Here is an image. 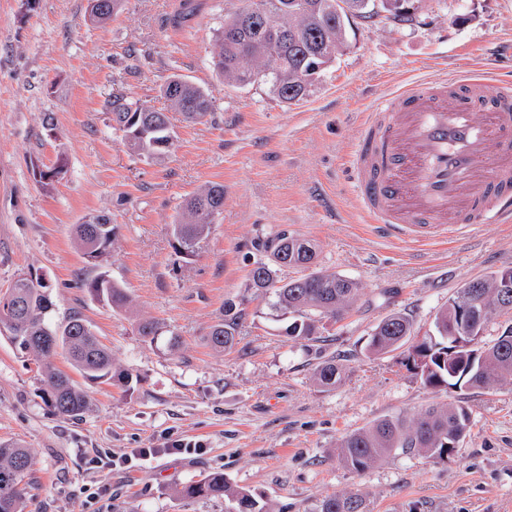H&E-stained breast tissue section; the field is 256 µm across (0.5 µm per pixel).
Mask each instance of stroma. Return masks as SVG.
<instances>
[{
    "label": "stroma",
    "mask_w": 512,
    "mask_h": 512,
    "mask_svg": "<svg viewBox=\"0 0 512 512\" xmlns=\"http://www.w3.org/2000/svg\"><path fill=\"white\" fill-rule=\"evenodd\" d=\"M181 0H124L111 20H89L87 0H0V291L22 275L44 279L61 323L79 313L112 350V376L77 375L64 351L50 358L87 396L81 416L55 415L40 361L0 330V443L29 448L25 512H224L220 498L180 489L212 470L249 490L267 512H318L330 496L360 495L364 512H512V379L486 388L424 384L408 363L466 281L512 268V224H469L431 244L379 235L361 223L350 155L363 112L403 85L436 75L512 79V0H425L412 21H356L347 45L309 96L281 103L267 87L225 85L214 41L238 0H202L185 25ZM179 75L205 89L204 121L175 120L164 160L134 152L112 126L113 96L163 107ZM60 168L42 182L40 172ZM224 186V211L194 255L172 247L189 196ZM92 214L117 227L112 250L90 264L74 227ZM317 246V266L358 281L339 321L313 340L283 334L292 314L248 286L263 241L281 230ZM106 275L128 310L93 295ZM233 300L236 344L207 336ZM400 312L406 347L372 355L373 328ZM158 322L156 340L139 336ZM333 359V389L314 381ZM462 402L470 429L443 460L394 451L362 472L337 445L376 421L416 418ZM194 449L166 453L171 441ZM138 448L154 456L133 459ZM112 464L93 466L101 453Z\"/></svg>",
    "instance_id": "1"
}]
</instances>
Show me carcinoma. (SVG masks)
<instances>
[{"label": "carcinoma", "instance_id": "obj_1", "mask_svg": "<svg viewBox=\"0 0 512 512\" xmlns=\"http://www.w3.org/2000/svg\"><path fill=\"white\" fill-rule=\"evenodd\" d=\"M237 11L224 16L212 56L214 70L224 84L234 87L267 85L285 102L303 99L323 71L336 60L345 44L351 19H371L386 10L389 0H240ZM161 97L183 120L196 122L214 111L210 94L181 77H173L161 90ZM113 128L123 133L130 147L150 157L163 155L172 145L173 130L165 109L146 106L138 100L115 96L112 100ZM224 209V185L211 183L201 188L183 207V216L173 224L174 250L191 255L209 225ZM95 224H78L75 238L87 260H97L111 248L116 226L104 214L94 216ZM265 249L273 264L254 263L250 285L261 294L275 296V305L294 314L285 334L313 339L324 318L342 316L355 301L359 283L316 269L315 246L284 233L268 240ZM303 267L310 273L280 279L277 271ZM512 269L476 277L448 298L439 312L435 334L413 347L411 359L425 384L431 387H488L512 379V335L500 336L476 350L452 345L451 322L465 304L470 286H479L487 306L496 312L512 311V288L498 286V275ZM39 277H18L0 294V326L15 347L49 357L57 348L68 354L72 366L85 378L100 379L112 373V353L92 328L78 315L56 324L51 319L53 302ZM87 288L112 306L129 303L126 293L105 278H96ZM242 311L232 301L224 304V319L208 336L216 349L234 345ZM410 335V322L401 314L383 319L372 331L368 352L385 355L400 349ZM342 366L330 360L315 372L319 385L332 388L340 381ZM48 402L63 418H75L86 407L83 393L65 373L47 370ZM470 428L466 407L457 402L425 410L411 423L400 417L385 418L374 425L345 436L339 443L342 462L363 471L395 450L421 452L434 459L450 455ZM32 466L27 448L0 444V512H24L23 482ZM182 495L194 498H222L224 512H267L250 491L231 484L224 472L214 471L185 485ZM319 512H363L357 496L324 499Z\"/></svg>", "mask_w": 512, "mask_h": 512}]
</instances>
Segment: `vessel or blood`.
I'll return each mask as SVG.
<instances>
[{
    "instance_id": "b4317fda",
    "label": "vessel or blood",
    "mask_w": 512,
    "mask_h": 512,
    "mask_svg": "<svg viewBox=\"0 0 512 512\" xmlns=\"http://www.w3.org/2000/svg\"><path fill=\"white\" fill-rule=\"evenodd\" d=\"M351 176L364 222L414 242L511 223L512 81L433 77L376 101Z\"/></svg>"
}]
</instances>
